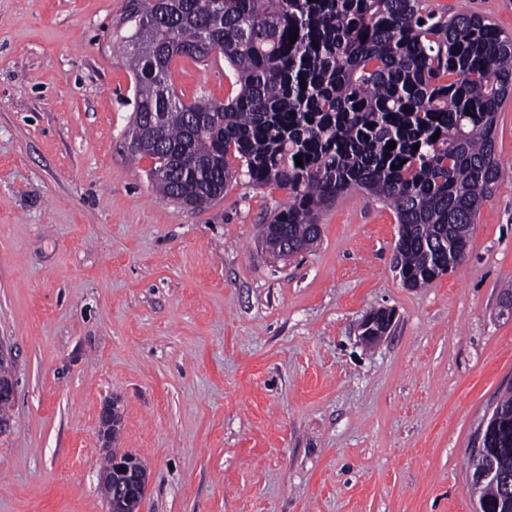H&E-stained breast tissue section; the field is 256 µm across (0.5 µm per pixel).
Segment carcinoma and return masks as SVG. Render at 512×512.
I'll return each instance as SVG.
<instances>
[{"mask_svg":"<svg viewBox=\"0 0 512 512\" xmlns=\"http://www.w3.org/2000/svg\"><path fill=\"white\" fill-rule=\"evenodd\" d=\"M165 7L159 17L152 0L127 5L136 17L127 54L133 120L155 113L143 135L161 144L133 153L155 162L153 184L163 197L217 198L240 175L287 191L265 238L281 258L312 248L319 213L360 190L395 212L396 263L410 287L455 264L503 174L497 119L512 95V35L478 14L439 16L423 0H170ZM216 56L234 74L227 100L184 101L171 83L175 63Z\"/></svg>","mask_w":512,"mask_h":512,"instance_id":"carcinoma-1","label":"carcinoma"}]
</instances>
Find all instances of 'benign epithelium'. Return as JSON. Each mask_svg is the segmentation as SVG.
I'll return each mask as SVG.
<instances>
[{"instance_id":"7a95c632","label":"benign epithelium","mask_w":512,"mask_h":512,"mask_svg":"<svg viewBox=\"0 0 512 512\" xmlns=\"http://www.w3.org/2000/svg\"><path fill=\"white\" fill-rule=\"evenodd\" d=\"M393 316L388 309H378L369 314L361 323V339L366 343L381 340L391 328ZM17 380L12 370L0 371V400L15 401ZM499 416L491 410L486 416L478 436L477 447L473 455L486 456L484 464L470 480V497L474 512H512V486L503 479L502 471L497 467L495 458L486 455L485 438L492 437L497 431ZM121 426V415L112 402L104 403L97 419V436L102 450L109 456V466L105 475L107 512H139L149 482V473L141 460L133 454L112 453V442L117 438ZM493 486L500 489V495L490 508L485 498L479 496V489Z\"/></svg>"}]
</instances>
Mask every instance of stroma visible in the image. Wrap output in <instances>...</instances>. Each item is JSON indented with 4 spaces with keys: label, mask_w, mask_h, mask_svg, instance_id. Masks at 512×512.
<instances>
[{
    "label": "stroma",
    "mask_w": 512,
    "mask_h": 512,
    "mask_svg": "<svg viewBox=\"0 0 512 512\" xmlns=\"http://www.w3.org/2000/svg\"><path fill=\"white\" fill-rule=\"evenodd\" d=\"M128 0H0V338L18 395L0 434V512H106L95 429L150 480L140 512H473L469 459L512 389V96L504 175L465 260L423 288L395 267L398 224L360 192L317 245L273 258L285 190L231 182L163 199L131 158ZM512 34V0H426ZM229 72L181 62L184 99ZM394 314L369 345L360 324Z\"/></svg>",
    "instance_id": "stroma-1"
}]
</instances>
